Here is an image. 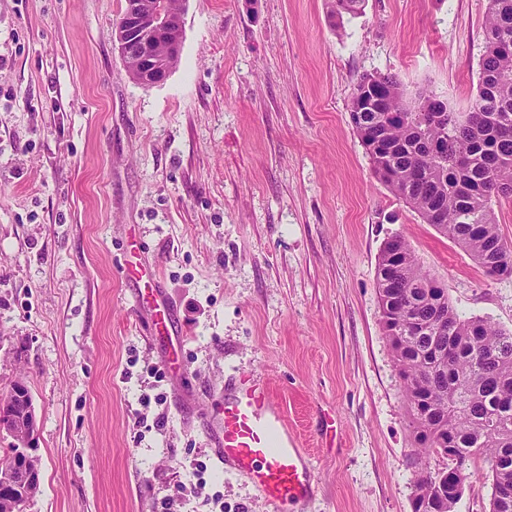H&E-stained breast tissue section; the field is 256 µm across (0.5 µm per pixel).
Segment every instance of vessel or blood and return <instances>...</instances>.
<instances>
[{"label": "vessel or blood", "mask_w": 512, "mask_h": 512, "mask_svg": "<svg viewBox=\"0 0 512 512\" xmlns=\"http://www.w3.org/2000/svg\"><path fill=\"white\" fill-rule=\"evenodd\" d=\"M125 276L145 282V289L135 292L136 310L155 335L165 337L166 365L172 374H179L183 340L170 300L152 268L142 261L128 262ZM206 431L217 461L251 483L271 512H289L313 493L308 456L289 436L288 419L262 379L238 376L227 380L224 403L217 415L207 419Z\"/></svg>", "instance_id": "vessel-or-blood-1"}]
</instances>
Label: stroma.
<instances>
[{
	"mask_svg": "<svg viewBox=\"0 0 512 512\" xmlns=\"http://www.w3.org/2000/svg\"><path fill=\"white\" fill-rule=\"evenodd\" d=\"M124 0H0V394L37 415L24 512H269L204 428L264 373L310 454L307 512H412L419 462L382 325L378 256L405 238L457 312L512 331L486 276L372 173L360 75L466 110L488 0H187L180 61L135 82ZM135 240L186 338L172 378L120 275Z\"/></svg>",
	"mask_w": 512,
	"mask_h": 512,
	"instance_id": "1",
	"label": "stroma"
}]
</instances>
